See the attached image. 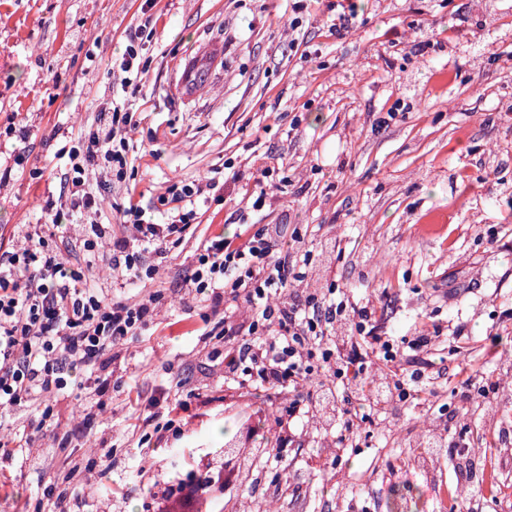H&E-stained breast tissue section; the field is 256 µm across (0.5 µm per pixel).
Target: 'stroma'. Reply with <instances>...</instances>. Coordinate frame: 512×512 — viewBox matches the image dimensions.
<instances>
[{
  "mask_svg": "<svg viewBox=\"0 0 512 512\" xmlns=\"http://www.w3.org/2000/svg\"><path fill=\"white\" fill-rule=\"evenodd\" d=\"M352 3L343 29L340 0H0V252L22 225L44 224L49 245L89 267L109 298L164 296L99 369L107 392L59 399V422L45 427L30 409H0V433L29 442L0 461V512H39L67 472L79 512H147L152 494L185 477V460H223L238 428L224 419L222 360L197 333L200 313L223 315L187 283L219 224L239 241L248 225H276L278 249L299 231L301 289L338 285L395 342L440 330L430 409L371 411L338 465L323 443L341 442L342 419L298 423L302 447L273 466L301 484L282 512H346L351 500L361 512H512V457L500 449L477 459L495 490L474 483L463 500L442 494L457 484L454 454L427 476L410 461L421 421L451 440L456 415L483 439L490 415L512 416V397L477 405L463 387L512 360V0ZM148 17L131 94L112 62ZM116 104L136 123L125 180L90 175L94 210L53 226L73 202L61 147L105 127ZM267 168L286 186H271ZM198 181L217 191L178 246L143 253L154 279L108 278L111 243L85 251V222L127 236L116 212L126 195L162 222L160 197ZM173 385L188 405L182 433L165 454L147 453L149 402Z\"/></svg>",
  "mask_w": 512,
  "mask_h": 512,
  "instance_id": "35a3bbf8",
  "label": "stroma"
}]
</instances>
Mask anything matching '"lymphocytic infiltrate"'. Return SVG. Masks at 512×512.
<instances>
[{"label": "lymphocytic infiltrate", "mask_w": 512, "mask_h": 512, "mask_svg": "<svg viewBox=\"0 0 512 512\" xmlns=\"http://www.w3.org/2000/svg\"><path fill=\"white\" fill-rule=\"evenodd\" d=\"M133 128L131 113L116 106L107 127L68 148L69 180L82 205L92 203L87 167L124 179ZM205 191L200 183L183 185L175 196L177 210L162 224L137 202L119 207V220L132 235L113 241V274L126 280L154 278L157 270L142 267V253L160 254L179 244ZM196 263L190 278L196 294L224 308L223 330L206 331L205 338L224 356L225 383L250 396L260 391L269 399L288 400L271 416L281 446L293 443L297 418L329 402L341 407L346 429L367 422L355 398L372 389L367 377L372 360L392 368L389 387L399 401L418 404L428 395L427 354L434 344L428 330H420L403 352L382 336L371 310L320 291L299 294L296 284L304 274L289 252L273 251L267 227L239 243L215 236ZM162 301L158 292L134 304L106 299L89 286L83 268L69 265L49 247L42 225H28L23 246L0 253V406L25 405L40 421L50 420L54 398L85 388L74 371L99 369L112 348L136 335ZM238 454L239 463L209 471L207 484L189 479L171 485L155 500L154 512H223L239 497L240 463L261 471L272 463L250 446Z\"/></svg>", "instance_id": "1"}]
</instances>
